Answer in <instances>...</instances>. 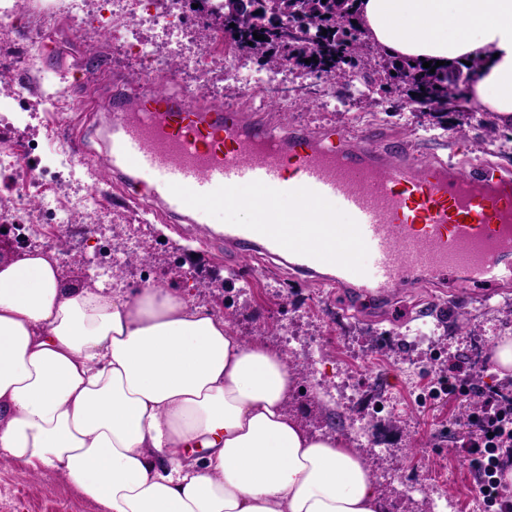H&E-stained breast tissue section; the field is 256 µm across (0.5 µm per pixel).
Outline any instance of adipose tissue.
<instances>
[{
	"label": "adipose tissue",
	"instance_id": "adipose-tissue-1",
	"mask_svg": "<svg viewBox=\"0 0 512 512\" xmlns=\"http://www.w3.org/2000/svg\"><path fill=\"white\" fill-rule=\"evenodd\" d=\"M384 55L477 63L469 102L512 127V0H357ZM295 373L211 309L62 279L0 253V462L106 512H386L360 454L288 408Z\"/></svg>",
	"mask_w": 512,
	"mask_h": 512
}]
</instances>
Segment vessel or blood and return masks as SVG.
Wrapping results in <instances>:
<instances>
[{"label": "vessel or blood", "instance_id": "b4317fda", "mask_svg": "<svg viewBox=\"0 0 512 512\" xmlns=\"http://www.w3.org/2000/svg\"><path fill=\"white\" fill-rule=\"evenodd\" d=\"M112 109L117 133L103 166H123L150 194H164L167 212L232 202L243 187L265 192L270 204L256 222L225 225L228 250L333 267L322 287L369 299L451 276L512 286V174L495 164L425 158L394 137L279 127L248 108L164 90L115 96ZM280 199L294 213L282 216Z\"/></svg>", "mask_w": 512, "mask_h": 512}]
</instances>
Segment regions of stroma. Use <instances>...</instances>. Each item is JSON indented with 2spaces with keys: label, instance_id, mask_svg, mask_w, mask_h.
Returning a JSON list of instances; mask_svg holds the SVG:
<instances>
[{
  "label": "stroma",
  "instance_id": "obj_1",
  "mask_svg": "<svg viewBox=\"0 0 512 512\" xmlns=\"http://www.w3.org/2000/svg\"><path fill=\"white\" fill-rule=\"evenodd\" d=\"M66 0H24L0 7V152L23 157L24 171L0 168V197L16 194L23 172L40 179L47 196H91V210L78 211L57 227L37 208L24 212L37 224L35 249L54 252L69 282L94 286L83 261L103 251L95 227L107 225L113 241L139 236L151 259L127 263L119 280L125 290L155 284L186 294L224 317L239 335L260 340L286 356L296 372L290 408L314 435L350 439L369 425L371 438L357 450L384 493L387 512H482L475 477L462 445L476 430L468 418L469 396L435 394L450 364H462L471 383L512 390V373L492 371V348L512 339V288L474 286L449 279L447 287L403 289L392 302L359 301L331 292L261 254L236 255L205 241V230L240 220L237 210L202 204L207 225L171 224L140 206L139 187L100 182L96 159L113 131L108 81L94 90L95 111L84 105L86 75L123 77V89L142 85L150 68L131 56V20L121 15L103 25L76 26ZM54 14L43 33L46 14ZM171 88L197 101L255 110L277 100L280 123L350 134L401 137L421 153L453 157L462 165L492 162L512 172V141L487 142L480 122L490 115L462 108L443 123L412 111L394 93L332 84L296 68H284L269 84L245 92L219 68L201 82L189 71L162 70ZM293 343H286V336ZM0 512H102L58 474H28L0 466Z\"/></svg>",
  "mask_w": 512,
  "mask_h": 512
}]
</instances>
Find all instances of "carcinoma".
Listing matches in <instances>:
<instances>
[{"label":"carcinoma","mask_w":512,"mask_h":512,"mask_svg":"<svg viewBox=\"0 0 512 512\" xmlns=\"http://www.w3.org/2000/svg\"><path fill=\"white\" fill-rule=\"evenodd\" d=\"M355 0H267V9L280 13L285 25L296 32L292 50L286 57L271 51L268 39L257 40L253 34L267 35L261 30L260 18L246 14L233 15L230 7L224 14L208 13L201 20L203 31L220 28L232 34V51L263 57L272 69L285 66L300 67L310 60L308 67L326 81L350 72L371 88L384 90L392 79L406 83L410 72H417V84L424 88L425 101L437 112L448 111V90L466 86L477 65L450 73H430V69L407 59H376L365 52L364 32L359 25L344 22V11ZM330 22L335 39L325 44L320 39V28ZM235 27H230V24Z\"/></svg>","instance_id":"cac0c4a2"}]
</instances>
